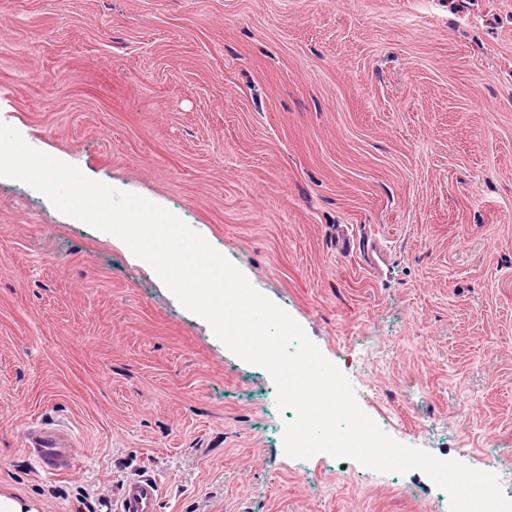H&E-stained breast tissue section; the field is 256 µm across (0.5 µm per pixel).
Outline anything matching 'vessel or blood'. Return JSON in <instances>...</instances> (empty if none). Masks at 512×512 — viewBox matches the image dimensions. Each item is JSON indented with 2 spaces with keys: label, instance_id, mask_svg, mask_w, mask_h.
<instances>
[{
  "label": "vessel or blood",
  "instance_id": "1",
  "mask_svg": "<svg viewBox=\"0 0 512 512\" xmlns=\"http://www.w3.org/2000/svg\"><path fill=\"white\" fill-rule=\"evenodd\" d=\"M27 452L41 472L49 477L70 474L77 466L74 440L67 431L40 424L25 432ZM158 481L149 475L129 480L115 502L114 512H157Z\"/></svg>",
  "mask_w": 512,
  "mask_h": 512
}]
</instances>
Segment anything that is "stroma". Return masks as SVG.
Wrapping results in <instances>:
<instances>
[{"mask_svg": "<svg viewBox=\"0 0 512 512\" xmlns=\"http://www.w3.org/2000/svg\"><path fill=\"white\" fill-rule=\"evenodd\" d=\"M1 86L0 123L203 236L382 431L512 498V0H0ZM276 398L124 243L0 178L1 491L449 512L421 470L287 456ZM41 422L73 473L26 456ZM27 452L48 477L70 474L77 466L78 454L73 437L51 424L32 426L25 431ZM159 482L150 475L129 480L115 502L114 512H157Z\"/></svg>", "mask_w": 512, "mask_h": 512, "instance_id": "1", "label": "stroma"}]
</instances>
